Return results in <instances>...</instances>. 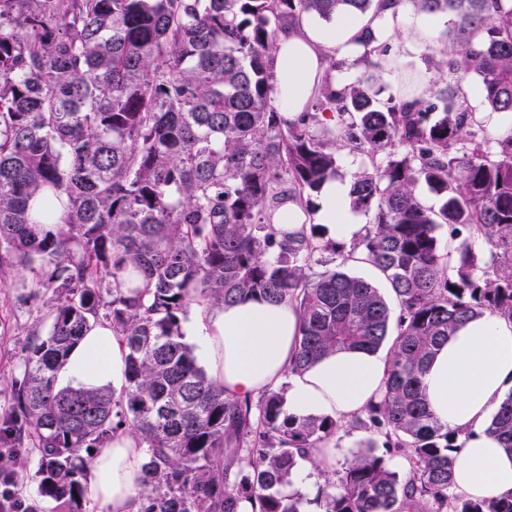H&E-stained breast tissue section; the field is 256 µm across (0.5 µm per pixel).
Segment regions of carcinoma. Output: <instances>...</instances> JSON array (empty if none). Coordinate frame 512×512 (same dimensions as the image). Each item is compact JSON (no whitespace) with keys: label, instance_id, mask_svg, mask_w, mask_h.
Returning a JSON list of instances; mask_svg holds the SVG:
<instances>
[{"label":"carcinoma","instance_id":"obj_1","mask_svg":"<svg viewBox=\"0 0 512 512\" xmlns=\"http://www.w3.org/2000/svg\"><path fill=\"white\" fill-rule=\"evenodd\" d=\"M417 2L452 17L438 81L381 106L368 80L328 79L287 121L272 105L279 34L305 14L378 17L401 0H0V274L29 270L54 300L47 333L41 318L31 331L0 447L37 451L42 496L76 512L95 453L123 430L147 448L141 512H239L244 501L302 512L287 492L298 459L342 423L285 413L281 387L225 394L183 323L261 298L299 311L295 370L338 349L377 351L391 308L344 271L356 258L400 308L383 396L356 427L384 436L409 470L368 439L324 476L322 512H512V494H453L461 445L422 387L463 322L512 321V129L488 136L462 86L478 76L490 110L512 112V0ZM357 44L384 67L371 28ZM327 112L336 123L319 133ZM339 145L368 160L350 205L373 222L349 245L319 224L277 235L286 201L315 211L312 193L339 176ZM98 323L125 348L121 392L58 386ZM486 431L512 448V391ZM0 468L19 476L26 463L0 453Z\"/></svg>","mask_w":512,"mask_h":512}]
</instances>
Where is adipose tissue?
<instances>
[{
    "mask_svg": "<svg viewBox=\"0 0 512 512\" xmlns=\"http://www.w3.org/2000/svg\"><path fill=\"white\" fill-rule=\"evenodd\" d=\"M393 34L413 32L427 39L431 23L419 20L412 0H402L382 16L348 13L324 24L302 18L279 36L272 58L276 73L274 104L292 119L317 96L329 60L355 48L364 27ZM349 189L329 182L320 210L304 215L295 202L275 213L277 230L300 231L321 224L327 238L351 243L364 231L349 210ZM210 377L226 394L246 397L288 382V412L297 417L347 419L382 396L388 358L384 353L342 350L294 370L298 316L292 305L246 299L206 310L193 328ZM125 350L109 325L91 328L72 350L63 379L93 387L124 377ZM430 408L461 443L455 454L456 487L472 498L512 493V450L486 432V424L512 388V322L498 316L469 321L439 348L423 377ZM146 450L127 433L117 434L91 465L87 497L100 512H138L136 489Z\"/></svg>",
    "mask_w": 512,
    "mask_h": 512,
    "instance_id": "ef3b65f1",
    "label": "adipose tissue"
}]
</instances>
